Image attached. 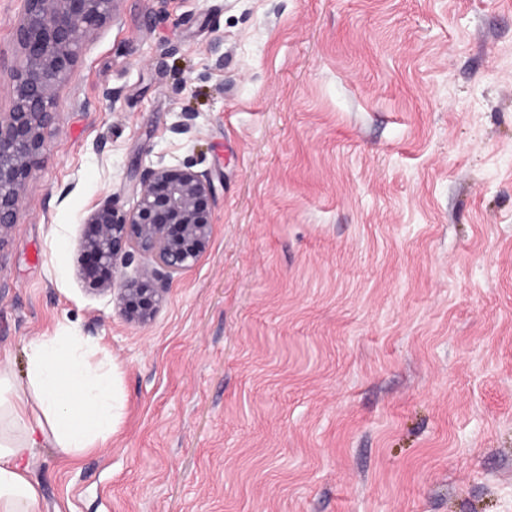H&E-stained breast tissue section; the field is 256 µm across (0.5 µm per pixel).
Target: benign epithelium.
<instances>
[{"instance_id":"benign-epithelium-1","label":"benign epithelium","mask_w":512,"mask_h":512,"mask_svg":"<svg viewBox=\"0 0 512 512\" xmlns=\"http://www.w3.org/2000/svg\"><path fill=\"white\" fill-rule=\"evenodd\" d=\"M119 0H24L15 29L17 58L9 72L12 104L0 113V247L16 223L32 169L51 160L56 97L76 66L83 43L113 18ZM134 204L104 196L85 223L78 262L108 268L96 289L126 321L153 322L174 280L208 251L213 232L210 178L186 164L141 169Z\"/></svg>"}]
</instances>
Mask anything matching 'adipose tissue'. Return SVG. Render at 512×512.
Listing matches in <instances>:
<instances>
[{
	"label": "adipose tissue",
	"mask_w": 512,
	"mask_h": 512,
	"mask_svg": "<svg viewBox=\"0 0 512 512\" xmlns=\"http://www.w3.org/2000/svg\"><path fill=\"white\" fill-rule=\"evenodd\" d=\"M68 326L34 339L24 378L0 351V512H39L40 483L28 465L37 449L76 457L102 447L120 419L111 364Z\"/></svg>",
	"instance_id": "adipose-tissue-1"
}]
</instances>
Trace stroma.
I'll return each instance as SVG.
<instances>
[{"label": "stroma", "instance_id": "35a3bbf8", "mask_svg": "<svg viewBox=\"0 0 512 512\" xmlns=\"http://www.w3.org/2000/svg\"><path fill=\"white\" fill-rule=\"evenodd\" d=\"M57 108L0 348L70 326L124 409L39 451L40 512H512V0H120ZM151 162L208 174L214 226L141 327L77 259Z\"/></svg>", "mask_w": 512, "mask_h": 512}]
</instances>
